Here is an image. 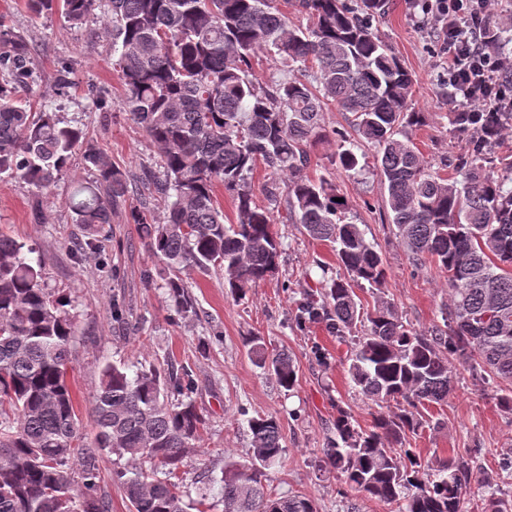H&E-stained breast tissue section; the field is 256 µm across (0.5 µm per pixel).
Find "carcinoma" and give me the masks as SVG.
<instances>
[{"mask_svg": "<svg viewBox=\"0 0 512 512\" xmlns=\"http://www.w3.org/2000/svg\"><path fill=\"white\" fill-rule=\"evenodd\" d=\"M36 14L60 10L73 24L95 12L112 37V65L121 73L125 105L159 151L163 169L149 175L151 194L164 202L159 221L147 208L131 217L152 254L173 271L166 288L177 309H192L178 272L222 269L238 298L272 275L281 254L273 211L255 202L249 181L262 165L286 178L288 221L330 244L345 275L297 303L299 327L323 322L350 342L348 373L380 408L370 429L337 409L336 434L326 439L322 462L352 490L395 507V512H512V499L483 494L485 480L470 453L442 463L424 461L407 434L429 426L424 410L456 388L455 360L482 381L512 386V155L499 154L512 131V112H452L454 135L465 141L452 176L431 170L406 128L422 123L412 107L413 78L374 32L387 0H294L312 24L296 27L275 0H28ZM259 53L302 78H251ZM0 176L38 190L53 185L76 151L96 172L91 186L68 200L75 222L94 235L110 223L112 205L128 193L125 174L77 126L60 125L50 112H33L15 99L33 82L24 38L0 18ZM330 103L351 115L353 140L328 131ZM336 137V166L359 165L354 148H377L389 220L418 270L432 263L443 274L448 301L442 324L420 332L393 306L368 312L355 289L386 287L382 255L335 202L333 183L307 174L311 148ZM224 185L235 207L227 224L215 200ZM35 249L0 233V512H108L98 494L99 452L145 457L164 477L145 471L125 476L131 512H189L180 470L205 418L190 397L192 381L156 369L133 378L124 368L101 371L89 438L68 384L70 348L77 335L66 301L45 284ZM252 352L281 387L296 383L292 358ZM249 464L225 465L222 512H316L301 496L272 497L264 469L285 449L277 420L248 421ZM79 462V476L73 463Z\"/></svg>", "mask_w": 512, "mask_h": 512, "instance_id": "obj_1", "label": "carcinoma"}]
</instances>
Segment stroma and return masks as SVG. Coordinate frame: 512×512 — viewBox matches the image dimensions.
<instances>
[{
    "mask_svg": "<svg viewBox=\"0 0 512 512\" xmlns=\"http://www.w3.org/2000/svg\"><path fill=\"white\" fill-rule=\"evenodd\" d=\"M419 13L413 0H389L374 30L414 78L413 103L423 112L424 122L409 134L432 168L445 176L448 161L462 152L464 144L450 137L451 106L442 80L445 56L436 33L418 26ZM0 16L24 36L35 71L34 82L19 89L18 98L82 128L127 176L125 202L113 207L110 224L93 237L76 224L66 204L75 189L94 179L82 157H75L69 170L43 191L18 179L0 178V232L33 245L48 286L70 300L77 318L68 383L83 424L91 422L104 365L123 367L131 376L150 368L182 369L194 386L191 398L206 419L184 461L183 490L188 500L203 502L205 512H221L225 464L250 461L247 420L257 416L275 417L283 436V457L266 470L269 493L307 497L317 512H389L377 500L353 492L341 495L339 476L321 461L338 410L349 412L364 429L376 411L350 379L347 345L338 342L325 324L302 329L294 322L303 293L321 288L323 281L340 273L330 246L310 239L287 221L285 212H278L273 230L283 252L275 273L239 299L225 288L223 271L183 272L193 310L178 312L157 259L130 218L131 209L143 206L162 216L161 201L149 195L141 180L145 171L159 169L161 157L125 108L124 87L112 66L111 39L94 38L99 20L75 26L58 13L33 14L27 0H0ZM64 64L72 74L69 88L62 90L56 74ZM92 89L103 91L105 109L90 106L87 94ZM335 150L332 139L312 148L308 173L332 179L349 204L350 220L381 251L387 269L384 292L360 288L358 299L370 309L377 298H385L405 323L419 331L439 324L445 280L435 268L413 269L384 206V190L374 168L375 147L361 146L365 167L356 173L336 169ZM254 336L267 351L291 356L297 374L292 390L282 388L257 364L247 345ZM501 393L498 384L458 370L448 401L428 409L439 426L411 437L410 443L422 459L432 461L481 447L477 468L490 491L507 498L512 496V475L500 471L498 460L512 453V414L500 407ZM129 466L118 454L104 451L99 456V492L108 501L109 512H129L115 476Z\"/></svg>",
    "mask_w": 512,
    "mask_h": 512,
    "instance_id": "35a3bbf8",
    "label": "stroma"
}]
</instances>
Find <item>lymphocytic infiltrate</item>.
Listing matches in <instances>:
<instances>
[{
    "mask_svg": "<svg viewBox=\"0 0 512 512\" xmlns=\"http://www.w3.org/2000/svg\"><path fill=\"white\" fill-rule=\"evenodd\" d=\"M423 12L448 50V101L453 111H512V84L493 80L507 61L488 50L492 0H423Z\"/></svg>",
    "mask_w": 512,
    "mask_h": 512,
    "instance_id": "obj_1",
    "label": "lymphocytic infiltrate"
}]
</instances>
